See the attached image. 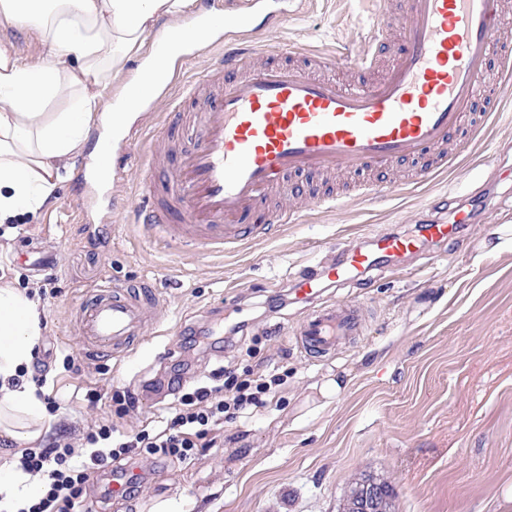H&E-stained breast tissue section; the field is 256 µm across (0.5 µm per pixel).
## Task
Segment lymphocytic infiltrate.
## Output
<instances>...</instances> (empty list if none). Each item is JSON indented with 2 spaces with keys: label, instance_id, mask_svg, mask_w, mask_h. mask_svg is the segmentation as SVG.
I'll list each match as a JSON object with an SVG mask.
<instances>
[{
  "label": "lymphocytic infiltrate",
  "instance_id": "obj_1",
  "mask_svg": "<svg viewBox=\"0 0 512 512\" xmlns=\"http://www.w3.org/2000/svg\"><path fill=\"white\" fill-rule=\"evenodd\" d=\"M279 382L275 374L247 371L239 375L224 366L212 370L208 382L182 392L178 407L156 434L145 430L129 434L98 423L84 434L86 455L76 456L70 443L58 440L26 449L19 459L20 469L42 477L44 484L41 495L24 503L18 512H82L85 486L141 448L151 455L189 459L197 449L215 445L224 420L265 406L266 395Z\"/></svg>",
  "mask_w": 512,
  "mask_h": 512
}]
</instances>
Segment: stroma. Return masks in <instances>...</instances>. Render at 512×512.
I'll return each mask as SVG.
<instances>
[{"instance_id": "obj_1", "label": "stroma", "mask_w": 512, "mask_h": 512, "mask_svg": "<svg viewBox=\"0 0 512 512\" xmlns=\"http://www.w3.org/2000/svg\"><path fill=\"white\" fill-rule=\"evenodd\" d=\"M375 7L374 0H303L287 25L261 40L274 59L342 45L356 52ZM221 56L217 49L178 61L127 135L178 155L180 142L160 137V122L181 84ZM92 164L79 157L51 205L16 217L0 251V273L38 292L46 322L41 349L54 356L47 385L59 408L45 441L78 440L94 422L128 432L159 420L177 402L167 389L177 373L190 385L222 366L283 377L271 405L225 422L215 447L183 462L134 457L129 466L144 478L139 493L92 494V512H338L363 472L394 482L399 512H499L497 494L512 483V247L498 243L500 228L512 225V99L486 119L459 169L328 209L302 203L299 223L273 225L265 238L221 255L165 248L138 224L146 193L137 160L108 181L82 183L79 171ZM458 206L472 209L462 238L424 245L418 257L326 289L325 299L360 303L369 317L363 336L335 359L311 363L286 339L308 309L286 296L293 278L375 234L412 235L417 225L451 220ZM33 246L54 259L45 275L28 267ZM105 282L144 284L166 300L156 327L120 360L82 352L76 311ZM236 323L244 330L232 347L182 345L188 329ZM69 353L79 372L64 369ZM337 377L340 392L326 393ZM119 388L152 410L119 418L110 401ZM90 390L101 396L91 408Z\"/></svg>"}]
</instances>
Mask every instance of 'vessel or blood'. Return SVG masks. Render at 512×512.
<instances>
[{
    "label": "vessel or blood",
    "instance_id": "1",
    "mask_svg": "<svg viewBox=\"0 0 512 512\" xmlns=\"http://www.w3.org/2000/svg\"><path fill=\"white\" fill-rule=\"evenodd\" d=\"M407 18L389 25V4ZM289 0H246L224 31V56L186 85L208 89L205 103L176 112L175 128L189 141L166 203L142 212L150 231L171 245L210 253L263 238L268 226L249 223L290 174H330L350 162L367 168L413 163L411 181L422 182L454 165L450 142L477 138L481 123H467L473 103L494 112L512 94V27L504 0H378L354 56L313 54L312 68L269 63L262 31L286 24ZM349 67L356 82L330 79ZM460 211L451 224H428L423 238L379 234L368 250L344 254L322 273L294 280L296 296L312 308L296 327V339L312 357L335 355L364 328L355 303H320L325 282L344 284L390 258L417 254L422 240L457 238L470 223ZM157 293L146 296L105 283L80 308L85 353L127 355L154 319Z\"/></svg>",
    "mask_w": 512,
    "mask_h": 512
}]
</instances>
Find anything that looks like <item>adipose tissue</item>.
<instances>
[{"label": "adipose tissue", "instance_id": "ef3b65f1", "mask_svg": "<svg viewBox=\"0 0 512 512\" xmlns=\"http://www.w3.org/2000/svg\"><path fill=\"white\" fill-rule=\"evenodd\" d=\"M189 0H0V20L37 33L46 47L35 63L0 48V225L36 213L52 197L63 171L91 152L99 177L103 149L113 130L126 127L153 88L161 86L192 30L171 29L167 53L145 66L151 84H137L120 99L105 92L113 70L138 54L158 18L176 16ZM106 112L105 128L91 138L90 123ZM43 336L34 294L0 276V436L33 443L50 416L30 378ZM35 481L15 460L0 463V512L32 496Z\"/></svg>", "mask_w": 512, "mask_h": 512}]
</instances>
